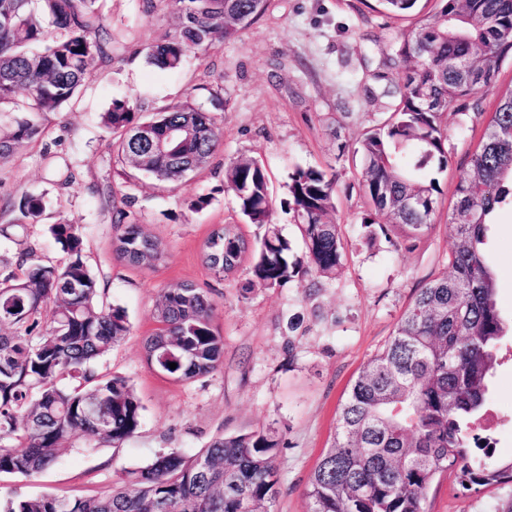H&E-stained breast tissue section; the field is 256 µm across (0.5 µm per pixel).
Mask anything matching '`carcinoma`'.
Returning a JSON list of instances; mask_svg holds the SVG:
<instances>
[{
	"label": "carcinoma",
	"instance_id": "obj_1",
	"mask_svg": "<svg viewBox=\"0 0 512 512\" xmlns=\"http://www.w3.org/2000/svg\"><path fill=\"white\" fill-rule=\"evenodd\" d=\"M97 0H0V106L37 115L69 102L90 79L95 58L112 55V33ZM421 0H380L397 17L417 16ZM179 30L147 48L149 64L179 70L192 53L216 39L234 40L267 8V0H170ZM435 11L396 37L388 64L397 81L380 95L392 112L367 130L354 153L369 209L362 225L378 226L398 246L433 229L438 181L425 173L449 165L442 116L495 104L480 143L468 153L458 178L448 255L451 274L427 281L397 321L390 339L352 380L338 409L332 444L311 473L309 512H429L427 489L452 473L466 490L512 482V458L494 454L493 438L479 424L487 414L488 388L500 365L507 335L497 307L496 273L486 256L495 210L512 205V87L496 78L512 57V0H435ZM159 133L184 129L176 155L144 159L126 131L145 121ZM114 135L117 157L161 184H176L201 156L221 145L216 119L200 107L174 104L148 119L125 101L102 115ZM32 119L0 133V162L24 141L40 137ZM248 224L264 228L249 244L235 224L215 228L205 247L207 267L218 275L238 269L251 255L242 286L280 288L311 278L324 286L344 261L336 209V179L298 167L289 175L288 210L306 261L291 259V242L270 223L272 198L265 168L248 157L224 166ZM24 218L36 221L40 199L27 197ZM114 224L115 254L152 268L161 259L138 224ZM49 232L69 260L54 264L33 248L17 253L15 270L0 278V475L32 476L49 467L67 442L81 449L118 446L138 429L143 406L132 385L100 371L114 345L130 333L126 311L101 299L83 255L81 228L53 224ZM209 293L189 283L161 289L157 326L145 346L146 362L177 381L207 376L222 365L224 336L213 325ZM176 364L172 369L169 364ZM279 439L269 431L215 437L186 457L160 454L123 471L104 495L67 499L53 494L0 497V512H270L277 496Z\"/></svg>",
	"mask_w": 512,
	"mask_h": 512
}]
</instances>
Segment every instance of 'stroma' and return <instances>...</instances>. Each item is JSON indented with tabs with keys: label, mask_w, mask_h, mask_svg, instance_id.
I'll list each match as a JSON object with an SVG mask.
<instances>
[{
	"label": "stroma",
	"mask_w": 512,
	"mask_h": 512,
	"mask_svg": "<svg viewBox=\"0 0 512 512\" xmlns=\"http://www.w3.org/2000/svg\"><path fill=\"white\" fill-rule=\"evenodd\" d=\"M98 8L112 33L111 57L94 59L82 93L58 111L41 113L42 136L22 143L0 165V227L9 232L0 237V274L2 259L15 258L22 240L43 259L66 262L46 228L80 225L99 287L132 324L101 368L129 380L144 407L142 422L120 446L86 452L67 444L53 465L31 477L1 475L0 494L97 496L111 490L121 470L157 455L188 457L217 434L270 429L280 440L271 512H306L307 482L330 446L351 380L388 340L416 288L448 270L456 181L485 123L471 110L444 115L450 163L439 176L435 228L396 251L382 234H368L361 225L367 205L357 186L354 146L385 110L384 100L368 98L365 90L396 81L397 70L387 60L412 18L386 14L377 0H268L266 12L236 40L215 41L183 70L170 72L150 65L145 55L179 27L168 0H99ZM116 100L136 103L147 116L176 103L203 107L220 123L223 141L202 171L178 185L159 186L113 153L101 116ZM241 155L266 168L271 221L291 238L298 256L303 246L286 205L288 176L308 166L335 174L345 258L319 292L295 281L245 294L246 271L225 277L208 269L203 251L214 228L236 224L251 240L260 234L244 223L224 190V163ZM70 172L76 179L68 183ZM27 195L45 204L39 223L23 222L19 204ZM200 197L208 205L189 208ZM122 209L160 242L157 267L116 258L113 224ZM489 237L497 304L511 321L512 208L497 211ZM178 282L210 293L213 322L224 336L222 367L189 382L146 364L157 294ZM490 405L499 416L497 446L512 449L511 359L495 373ZM429 503L432 512H512V483L466 491L448 475L430 490Z\"/></svg>",
	"instance_id": "stroma-1"
}]
</instances>
